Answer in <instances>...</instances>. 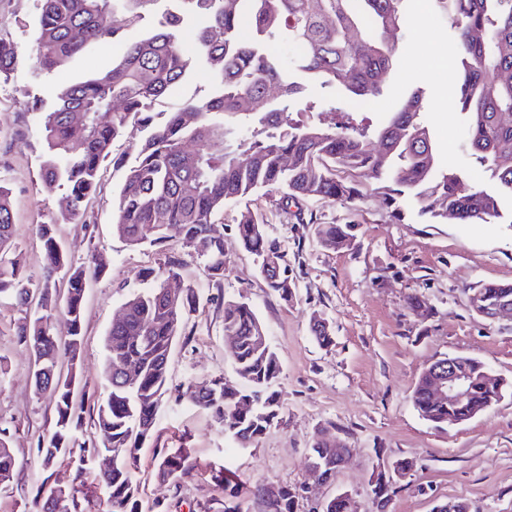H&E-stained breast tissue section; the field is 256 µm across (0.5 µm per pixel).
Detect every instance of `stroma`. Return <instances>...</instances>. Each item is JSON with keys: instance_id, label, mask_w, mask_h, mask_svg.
I'll use <instances>...</instances> for the list:
<instances>
[{"instance_id": "1", "label": "stroma", "mask_w": 512, "mask_h": 512, "mask_svg": "<svg viewBox=\"0 0 512 512\" xmlns=\"http://www.w3.org/2000/svg\"><path fill=\"white\" fill-rule=\"evenodd\" d=\"M36 7V0H0V37L20 51L9 80L0 82V179L11 191L14 241L26 274L41 272L38 227L51 223L74 265L94 260L101 266L85 288L77 375L84 409L75 439L89 446L99 440L93 420L108 393L104 338L126 295L142 288V272L158 267L166 249L132 248L113 235L112 196L123 171L111 163L101 166L97 193L80 223L62 220L63 190L43 188L44 143L32 103L51 102L58 78L35 75L31 68L27 52ZM406 8L413 22L375 103L379 111L392 112L410 92L424 91L430 103L425 121L442 160L469 168L465 126L448 81L457 56L454 37L429 0H408ZM279 198L276 189L267 188L249 207L287 254L296 283L290 301L271 293L242 247L235 232L239 207L226 209L220 226L226 257L222 284L208 279L201 260H185L176 286L194 289L200 303L187 312L184 333L175 341L154 435L130 475L143 512H223L224 494L205 470L210 462L224 463L235 481L247 486L302 487L296 512H317L319 501L343 490L353 494L360 512H381L371 481L404 458L415 465L398 477V491L382 512H433L454 498L469 502L473 512H512V395L449 427L423 419L410 399L424 368L446 355L481 361L512 382V331L475 315L468 303V290L476 284L512 282V224H430L414 212L398 221L381 194L368 187L353 207L305 202L284 210ZM307 215L314 224L304 223ZM318 223L352 225L354 248L320 247L313 234ZM415 297L431 306L428 318L411 310ZM228 299L253 306L281 367L274 385L279 421L252 448L233 447L210 413L184 396L191 384L238 380L224 341ZM316 313L333 327L330 346H319L309 332ZM24 317L9 295L0 296V426L8 428L19 460L9 490L0 493V512H25L37 488H67L73 478L67 464L47 470L38 457V446L52 431L54 407L36 395L33 359L17 342ZM329 425L347 445V458L333 482L305 488L309 450ZM183 442L199 468L175 487L157 478L154 461L160 449Z\"/></svg>"}]
</instances>
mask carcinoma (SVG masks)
I'll return each instance as SVG.
<instances>
[{"mask_svg": "<svg viewBox=\"0 0 512 512\" xmlns=\"http://www.w3.org/2000/svg\"><path fill=\"white\" fill-rule=\"evenodd\" d=\"M158 0H39L30 52L35 74H62L75 59L102 41L119 46L112 63L91 75L62 79L53 101L40 105L45 144L41 178L49 189H65L62 218L77 223L97 191L98 171L113 155L116 140L130 123L144 138L132 159L115 163L125 169L112 199L113 231L128 245L174 241L187 254L206 260L208 278L224 280V236L214 229L216 216L261 189L276 186L280 205L302 201L351 204L365 184L382 194L393 217L401 221L405 200L421 216L440 223L448 216L464 224H499L509 202L512 224V0H433L448 21L458 47L448 71L467 127L466 151L485 183L473 186L461 170L439 160L425 125L428 103L412 93L399 109L385 115L367 103L382 92L398 55V36L409 26L406 0H168L166 10L149 24ZM206 23L196 33L194 51L182 43L185 23ZM132 30L141 35L128 38ZM288 45L297 51L281 58L272 50ZM16 44L0 38V79L13 69ZM211 69L216 91L179 103L162 123L154 120L157 101L167 97L199 64ZM290 64L329 90L304 98L303 86L287 81L281 70ZM197 148L188 163L186 145ZM10 189L0 183V295L11 294L18 306L36 305L33 316L17 329V341L32 356L34 377L76 366L82 346L83 300L87 270L74 266L60 247L54 225L38 229L43 243L42 273L23 272L14 247ZM237 234L257 259L266 287L283 301L295 284L288 276L287 254L269 238L265 224L249 210L240 213ZM317 243L327 250L354 245L348 224H319ZM184 259L166 256L149 268L147 288L130 293L121 306L123 319L105 336L104 373L107 399L97 407L93 425L101 442L74 448L73 432L81 426L82 405L68 383L53 382L36 390L54 406L53 432L38 447L48 469L65 462L75 477L63 497L69 512H142L138 489L129 478L139 451L152 437L157 408L165 393L170 352L184 326V309L196 303L195 291L172 302L165 284L180 276ZM512 307V284L482 283L470 289ZM64 304L65 334L53 330ZM311 333L322 346L333 342L332 329L315 315ZM224 335L237 337L229 357L240 379L237 386L212 380L190 385L184 397L210 412L224 434L239 448L257 442L278 422L279 402L271 388L280 373L270 345L256 337L266 330L249 303L224 302ZM136 375L127 386V375ZM431 371L418 378L411 394L425 419L448 423V409L431 399ZM490 389L481 388L454 413L465 417L488 410ZM112 455V469L86 484L93 458ZM348 453L328 437L310 448L308 460L325 464L326 481L336 476V462ZM17 461L0 429V490L9 486ZM157 477L178 484L195 470L189 449L163 448ZM224 488V512H240L234 500L242 488L224 478V464L210 466ZM394 477L379 472L372 493L385 508L395 493ZM268 512H295L298 488L276 492L256 487ZM54 491L40 487L31 498L32 512H56Z\"/></svg>", "mask_w": 512, "mask_h": 512, "instance_id": "1", "label": "carcinoma"}]
</instances>
